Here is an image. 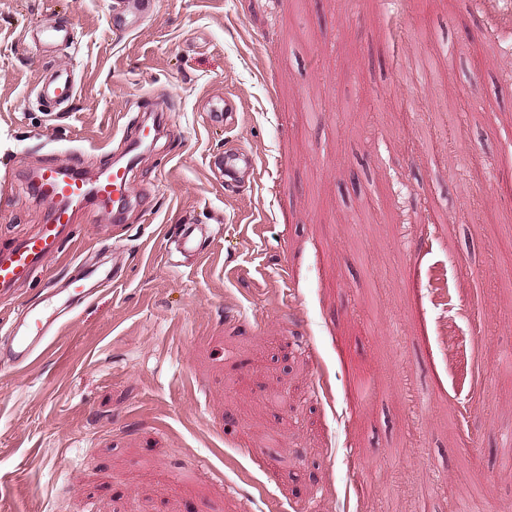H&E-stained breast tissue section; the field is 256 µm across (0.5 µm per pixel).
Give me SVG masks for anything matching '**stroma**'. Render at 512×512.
I'll list each match as a JSON object with an SVG mask.
<instances>
[{"label":"stroma","mask_w":512,"mask_h":512,"mask_svg":"<svg viewBox=\"0 0 512 512\" xmlns=\"http://www.w3.org/2000/svg\"><path fill=\"white\" fill-rule=\"evenodd\" d=\"M387 22L426 30L451 109ZM54 23L71 43L38 39ZM490 40L512 50V0H0V249L49 216L30 171L97 177L165 121L129 209L90 205L0 288L1 336L112 276L31 366H0V512H459L478 480L512 512V80ZM49 68L76 82L58 109ZM464 266L486 277L454 318L435 280Z\"/></svg>","instance_id":"stroma-1"}]
</instances>
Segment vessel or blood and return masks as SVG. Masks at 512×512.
<instances>
[{
	"label": "vessel or blood",
	"mask_w": 512,
	"mask_h": 512,
	"mask_svg": "<svg viewBox=\"0 0 512 512\" xmlns=\"http://www.w3.org/2000/svg\"><path fill=\"white\" fill-rule=\"evenodd\" d=\"M75 92L74 80L66 72L52 74L41 89L43 97L58 103L69 101ZM128 192L127 174L122 169H111L97 178L89 179L75 172L64 173L55 167L44 168L40 175L39 195L53 203L54 208L38 233L0 250V288L11 287L38 274L44 261L58 252L64 231L71 227L76 215L91 202L103 199L118 202L127 198ZM95 294V288L89 287L85 280L78 279L65 288L62 304L28 306L17 318L8 338L13 363H28L45 346L60 318Z\"/></svg>",
	"instance_id": "obj_1"
}]
</instances>
